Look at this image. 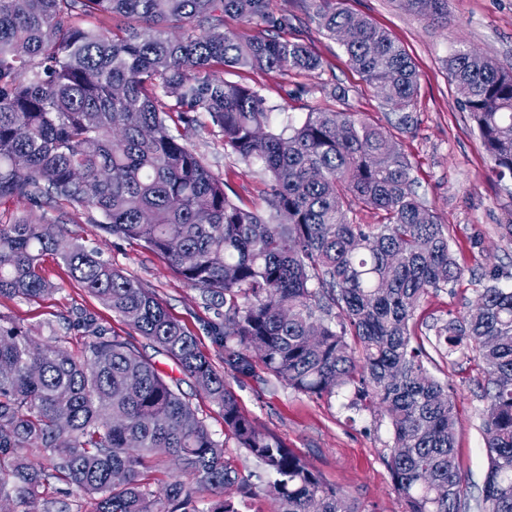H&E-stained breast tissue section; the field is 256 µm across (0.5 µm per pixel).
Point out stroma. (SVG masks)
I'll list each match as a JSON object with an SVG mask.
<instances>
[{
  "label": "stroma",
  "mask_w": 512,
  "mask_h": 512,
  "mask_svg": "<svg viewBox=\"0 0 512 512\" xmlns=\"http://www.w3.org/2000/svg\"><path fill=\"white\" fill-rule=\"evenodd\" d=\"M343 5L388 31L413 59L420 89L408 109L412 117L409 128L398 129V113L353 69L340 42L312 21L309 0H276V9L289 19V39L309 44L320 56L321 68L285 75L232 68L225 77L258 89L280 118L298 121L315 110L344 107L394 133L411 164L419 198L448 227L449 247L462 270L456 282L425 296L415 332L423 344L429 373L451 389L459 420L456 454L466 480V512H481L488 467L484 378L475 362L437 351L435 334L447 321L463 318L486 285L490 270L498 271L501 286L512 287V240L503 238L500 230L501 225L512 224V180L491 176L473 122L459 107L448 81L445 61L451 50L462 44L512 68V0H448L449 23L445 26L415 15L404 0H343ZM342 91L347 94L343 101L338 98ZM186 141L203 156L210 170L224 179L227 192L247 207L265 211L266 175L226 155L215 128L187 131ZM26 217L64 225L70 237L101 250L114 267L149 288L223 372L242 410L256 425L281 438L325 482L343 490L361 512H405L386 465L392 444L388 420L376 408L365 406L354 388L332 396L303 394L260 364L250 376L237 375L225 365L224 349L211 333L212 326L224 320L223 304L189 287L156 254L98 228L96 212L69 221L49 202L0 206V221ZM41 267L54 283V291L36 300L0 297L1 317L29 328L36 341L57 337L60 345L73 353L81 351L85 339L70 328V321L80 315L92 317L106 335L130 341L178 386L222 443L226 460L239 474L256 484L268 480L264 466L225 432L219 405L201 394L172 359L74 281L60 259L44 256Z\"/></svg>",
  "instance_id": "stroma-1"
}]
</instances>
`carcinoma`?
I'll return each mask as SVG.
<instances>
[{"label": "carcinoma", "mask_w": 512, "mask_h": 512, "mask_svg": "<svg viewBox=\"0 0 512 512\" xmlns=\"http://www.w3.org/2000/svg\"><path fill=\"white\" fill-rule=\"evenodd\" d=\"M448 23V0H405ZM312 17L394 111L419 77L405 50L342 0H310ZM227 17L288 30L275 0H0V205L45 199L96 211L99 227L162 257L188 286L224 299L214 326L237 374L267 372L297 391L331 396L354 386L388 419L386 459L406 512H461L465 478L448 384L430 375L414 330L422 299L458 280L448 231L413 191L393 135L353 112L314 111L273 131L266 99L224 68L314 71L306 43ZM448 81L469 112L499 180L512 178V71L459 45ZM206 118L224 150L268 176L267 213L238 204L183 131ZM350 196L381 212L356 224ZM52 254L70 276L158 345L220 405L224 429L272 476H238L223 445L179 389L129 341L94 337L80 355L0 318V500L29 512L52 478L81 488L91 512H240L224 491L271 498L275 512H361L339 488L242 412L236 395L149 289L62 224H0V297L52 291L40 272ZM483 289L463 322L436 331L447 355H474L487 387L488 472L483 512H512V288ZM341 321H335L333 309ZM181 461L190 482L150 490ZM38 453L37 463L27 452ZM123 479L115 482L112 474ZM213 498L200 507L199 493Z\"/></svg>", "instance_id": "1"}]
</instances>
